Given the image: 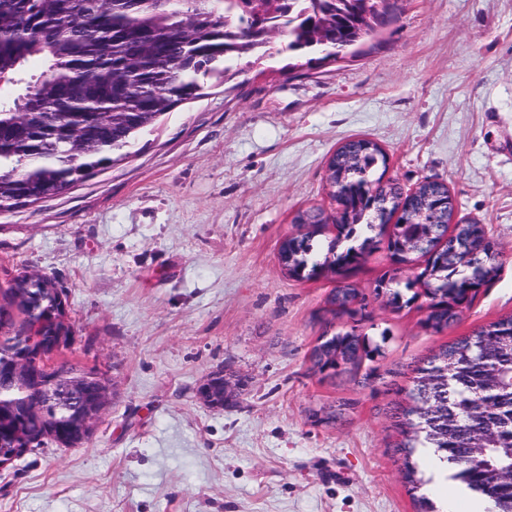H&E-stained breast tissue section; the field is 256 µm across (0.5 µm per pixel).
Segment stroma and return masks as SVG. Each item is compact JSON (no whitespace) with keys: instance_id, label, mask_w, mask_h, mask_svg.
Returning a JSON list of instances; mask_svg holds the SVG:
<instances>
[{"instance_id":"35a3bbf8","label":"stroma","mask_w":512,"mask_h":512,"mask_svg":"<svg viewBox=\"0 0 512 512\" xmlns=\"http://www.w3.org/2000/svg\"><path fill=\"white\" fill-rule=\"evenodd\" d=\"M287 63L247 68L229 93L210 83L124 160L0 212V285L56 276L69 361L114 384L88 444L48 442L0 473V512H417L386 414L406 366L512 314V0H403L358 57L301 76ZM355 138L383 149L403 191L445 182L503 252L442 332L423 326L425 299H372V387L311 370L336 281L277 264L297 211L334 212L328 161ZM219 368L247 384L221 410L196 397ZM337 408L333 424L311 419Z\"/></svg>"}]
</instances>
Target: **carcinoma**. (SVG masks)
Wrapping results in <instances>:
<instances>
[{
  "instance_id": "obj_1",
  "label": "carcinoma",
  "mask_w": 512,
  "mask_h": 512,
  "mask_svg": "<svg viewBox=\"0 0 512 512\" xmlns=\"http://www.w3.org/2000/svg\"><path fill=\"white\" fill-rule=\"evenodd\" d=\"M378 0H0V211L23 201L53 197L91 169L125 157L137 135L179 105L202 97L210 80L236 75L272 55V46L249 38L261 17L288 55V70L321 66L373 38L362 14ZM387 158L366 140L341 145L328 166L327 183L336 201V236H324L323 211L299 212L294 222L310 228L283 238L288 275L303 280L328 272L350 278L366 255L388 243L392 262L409 265L426 258L415 280L400 283L398 269L381 277L374 297L400 309L419 295L428 299L424 326L439 333L459 319L496 278L499 250L483 224L454 227L456 241L441 242V190L421 183L406 223L388 233L393 207L378 203ZM415 285L423 293L404 297ZM64 289L52 276H18L0 287V307L20 294L26 305L14 329L0 335V363L21 355L16 339ZM331 302L340 326L317 347L312 362L330 374L358 371L380 355L381 346L363 332L368 301L353 284L336 289ZM412 386L390 413L400 436L402 479L409 490L425 485L414 456L433 448L454 468L453 479L494 512H512V315L457 337L412 368ZM0 412V448L12 447L22 426L58 442L79 423L76 412L46 408L25 418L23 407Z\"/></svg>"
}]
</instances>
